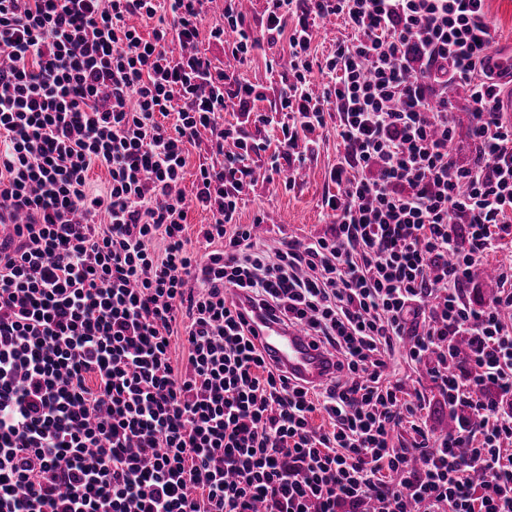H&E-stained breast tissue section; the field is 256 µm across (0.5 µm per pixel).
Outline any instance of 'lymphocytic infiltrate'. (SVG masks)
Masks as SVG:
<instances>
[{
	"label": "lymphocytic infiltrate",
	"mask_w": 512,
	"mask_h": 512,
	"mask_svg": "<svg viewBox=\"0 0 512 512\" xmlns=\"http://www.w3.org/2000/svg\"><path fill=\"white\" fill-rule=\"evenodd\" d=\"M213 2L0 0V512H512V264L490 301L465 291L512 235L486 0H266L256 29L241 0L209 24ZM331 15L349 34L319 57L311 20ZM204 34L223 62L197 51ZM281 43L272 172L294 187L330 114L342 149L326 231L271 252L263 215L239 221L266 148L246 126L271 119L236 69ZM441 89L466 96L470 164ZM192 206L211 215L193 240ZM240 294L335 373L292 382ZM401 358L453 430L431 435L423 395L391 382ZM209 155L206 152V144H200L196 147H190L187 165L185 168V179L182 188L188 193L192 182L195 180V174L199 164L209 161Z\"/></svg>",
	"instance_id": "obj_1"
}]
</instances>
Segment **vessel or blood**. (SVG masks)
Returning <instances> with one entry per match:
<instances>
[{"label": "vessel or blood", "mask_w": 512, "mask_h": 512, "mask_svg": "<svg viewBox=\"0 0 512 512\" xmlns=\"http://www.w3.org/2000/svg\"><path fill=\"white\" fill-rule=\"evenodd\" d=\"M489 68L495 78L512 82V42L497 45L490 51ZM249 323L265 356L288 376L310 385L321 384L330 376L333 357L324 348L312 344L303 329L287 327L257 314Z\"/></svg>", "instance_id": "vessel-or-blood-1"}]
</instances>
